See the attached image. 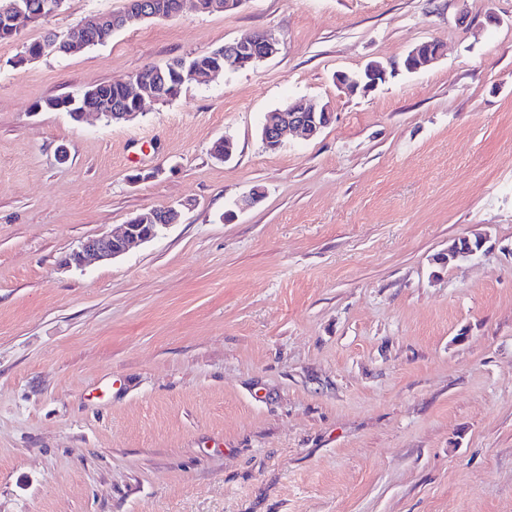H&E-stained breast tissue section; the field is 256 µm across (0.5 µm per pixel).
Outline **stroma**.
Here are the masks:
<instances>
[{
    "mask_svg": "<svg viewBox=\"0 0 512 512\" xmlns=\"http://www.w3.org/2000/svg\"><path fill=\"white\" fill-rule=\"evenodd\" d=\"M126 3L0 41V512H512V0L188 5L24 60ZM258 31L276 57L135 121L37 108ZM426 40L431 66L338 88ZM303 99L331 124L266 149ZM163 204L151 241L69 264ZM91 27H93V26H90L86 21H83V22H81L78 25V28L76 29L77 30L76 33H73V31L69 32L68 35L65 38H64L63 34H60V39H59V41L57 43V47L58 48H56L55 51H53V50H46V51H44L43 55L44 56L54 55V56H57V57L72 56V54L69 53L70 52V48H69V45H68V43L71 42L72 38H75V39L78 38L79 39V37H82L85 40H89V41L85 42V44H89V46L95 45V44H98V43H102V42H92L91 41V40H93V41L95 40L96 41V40H100V39H104L105 38V35L103 33H101V32L99 33V30L97 31L96 29L91 28ZM99 35L101 37H99ZM63 38L65 39V41L67 43H62V39ZM388 66L379 61H371L355 77L347 74L336 76V83L348 93H355L361 89L364 93L377 88L380 83L386 81Z\"/></svg>",
    "mask_w": 512,
    "mask_h": 512,
    "instance_id": "1",
    "label": "stroma"
}]
</instances>
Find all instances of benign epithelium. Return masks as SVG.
Segmentation results:
<instances>
[{"mask_svg": "<svg viewBox=\"0 0 512 512\" xmlns=\"http://www.w3.org/2000/svg\"><path fill=\"white\" fill-rule=\"evenodd\" d=\"M257 35L235 40L224 45V65L215 67L211 74H217L225 69L239 65L245 56L250 60L264 61L278 55L282 50L281 40L274 34H264V49L258 53L254 50ZM427 50L419 45L410 49L401 61L408 71L414 72L435 63L443 55V46L436 41L426 43ZM388 66L379 61H371L363 70L352 77L347 74L336 76V83L341 89L355 93L362 90L367 93L386 81ZM332 120V112L327 104L315 102H294L288 104V111L272 113L262 127L263 143L268 150H274L282 145L286 132H298L305 138H313L328 127ZM160 224L126 223L114 233L92 237L83 241L71 255V262L82 267L91 262L109 261L123 253L136 243H144L154 238ZM484 239H478L475 246L463 247L460 241H455L448 247V261L465 260L476 255L483 247Z\"/></svg>", "mask_w": 512, "mask_h": 512, "instance_id": "1", "label": "benign epithelium"}]
</instances>
